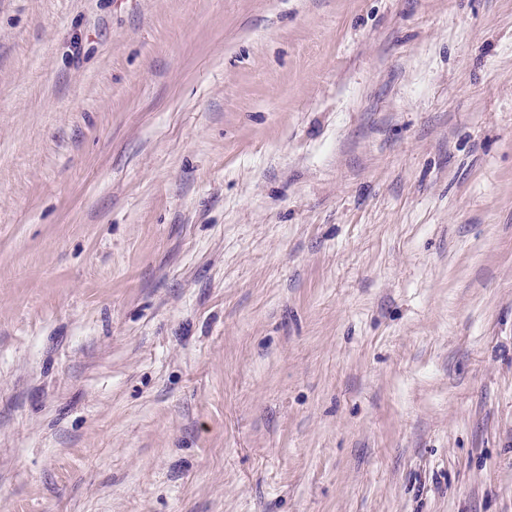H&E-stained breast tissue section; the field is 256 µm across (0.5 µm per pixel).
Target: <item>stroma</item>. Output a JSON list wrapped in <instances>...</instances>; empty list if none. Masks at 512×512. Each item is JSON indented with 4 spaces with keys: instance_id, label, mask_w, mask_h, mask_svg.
Returning <instances> with one entry per match:
<instances>
[{
    "instance_id": "35a3bbf8",
    "label": "stroma",
    "mask_w": 512,
    "mask_h": 512,
    "mask_svg": "<svg viewBox=\"0 0 512 512\" xmlns=\"http://www.w3.org/2000/svg\"><path fill=\"white\" fill-rule=\"evenodd\" d=\"M0 512H512V0H0Z\"/></svg>"
}]
</instances>
